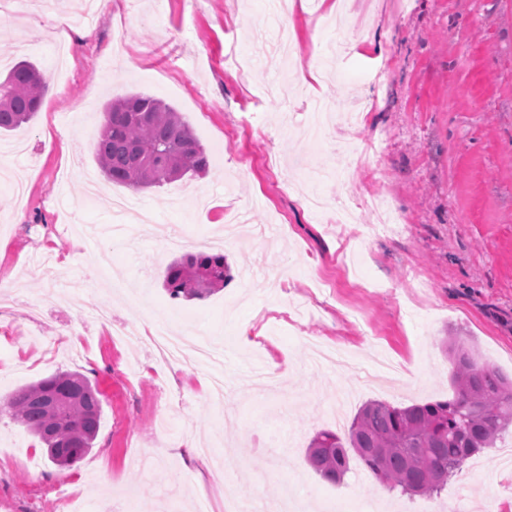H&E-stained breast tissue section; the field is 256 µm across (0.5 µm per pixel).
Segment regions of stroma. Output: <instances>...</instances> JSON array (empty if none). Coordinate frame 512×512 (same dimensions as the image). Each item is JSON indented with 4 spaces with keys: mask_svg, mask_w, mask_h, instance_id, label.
<instances>
[{
    "mask_svg": "<svg viewBox=\"0 0 512 512\" xmlns=\"http://www.w3.org/2000/svg\"><path fill=\"white\" fill-rule=\"evenodd\" d=\"M270 6L103 0L53 42L70 0H0V70L26 59L49 83L36 117L0 134V147L23 144L0 162L25 179L20 198L0 183V512H64L59 491L74 487L97 510L130 496L137 512H220L238 492L292 491L301 512H327L334 495L354 512H512V430L432 497L387 490L355 457L336 485L306 462L315 434L346 432L365 402L452 398L443 337L512 376V0H339L336 27L321 25L320 0ZM132 92L181 113L210 171L87 198L103 105ZM316 99L338 119L329 139L375 138L377 174L303 134ZM306 168L325 170V198L362 201L345 238L289 188ZM130 194L147 232L112 216ZM375 196L401 218L378 237ZM75 224L94 231L78 248ZM103 250L123 288L98 277ZM198 252L224 253L229 280L171 298L167 265ZM100 309L138 338L112 336ZM160 324L222 365L157 364L146 338ZM65 370L96 385L103 409L94 448L60 470L7 404Z\"/></svg>",
    "mask_w": 512,
    "mask_h": 512,
    "instance_id": "35a3bbf8",
    "label": "stroma"
}]
</instances>
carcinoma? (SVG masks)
<instances>
[{
    "instance_id": "cac0c4a2",
    "label": "carcinoma",
    "mask_w": 512,
    "mask_h": 512,
    "mask_svg": "<svg viewBox=\"0 0 512 512\" xmlns=\"http://www.w3.org/2000/svg\"><path fill=\"white\" fill-rule=\"evenodd\" d=\"M47 87L34 63H16L0 79V132L28 123ZM105 115L95 156L108 181L138 191L209 171L204 147L163 100L131 93L108 101ZM227 272L221 253L188 254L168 266L165 288L173 298H203L224 286ZM447 347L454 365L452 398L408 407L370 401L344 436L316 433L307 451L309 467L325 481L339 483L349 470L351 449L388 490L433 495L465 461L494 447L512 426V378L477 365L459 336L449 337ZM8 409L45 446L48 460L66 469L93 448L102 400L87 377L64 371L25 387Z\"/></svg>"
}]
</instances>
